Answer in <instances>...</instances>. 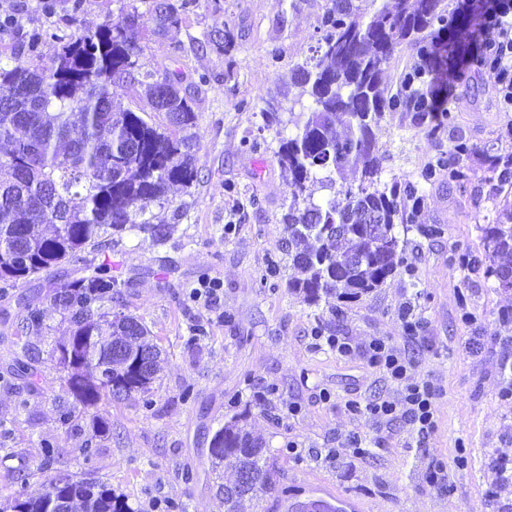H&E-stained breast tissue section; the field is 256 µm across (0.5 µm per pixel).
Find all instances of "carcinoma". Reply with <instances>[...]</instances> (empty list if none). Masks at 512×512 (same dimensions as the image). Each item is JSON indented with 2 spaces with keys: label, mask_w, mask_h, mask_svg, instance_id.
<instances>
[{
  "label": "carcinoma",
  "mask_w": 512,
  "mask_h": 512,
  "mask_svg": "<svg viewBox=\"0 0 512 512\" xmlns=\"http://www.w3.org/2000/svg\"><path fill=\"white\" fill-rule=\"evenodd\" d=\"M326 0L322 36L305 63L291 70V84L309 97L308 113L295 131L279 138L276 152L288 172L294 204L283 215L288 264L300 276L288 291L307 304L325 299L355 302L382 287L404 262L396 226L414 224L425 200L420 182L458 180L455 165L470 147L458 143L440 153L421 181L383 178L376 130L387 112H405L412 125L438 133L454 122L435 111L448 87L434 72L457 69L473 60L472 33L456 27L441 0ZM192 0H150L152 33L177 26ZM142 15L126 4L120 15L82 35H67L55 22L26 29L18 23L12 52L0 59V294L22 280L40 276L88 249L107 246L112 236L136 228L153 242L166 240L167 224L143 218L145 206L165 202L172 187L189 188L198 178L189 130L197 121L194 94L176 76L137 79L139 48L134 32ZM59 49L47 62L41 48ZM413 63L402 73L396 93L382 87L384 66L396 51ZM137 85L151 108L164 116L155 125L131 110L112 107L115 94ZM281 103L265 100L268 124H280ZM333 195L317 197L321 190ZM369 216L380 226L363 225ZM491 264L487 276L512 291V211L504 221L482 227ZM28 256L22 266L18 254ZM128 282L103 261L79 278L45 294L46 307L68 321L69 335L48 351V359L68 372L67 383L85 406L101 399L138 396L144 406L158 379L161 349L141 319L112 310ZM18 321L4 372L39 392L36 349L23 337L40 331L44 310L17 298ZM250 411L228 418L210 442L212 472L231 462L236 478L221 482L224 512H250L275 490L274 462L249 423ZM92 436L79 451L89 460L96 438L108 435L103 418H91ZM58 451L41 444L36 472L55 463ZM0 512H136L128 499L97 481L46 478L36 496L0 503Z\"/></svg>",
  "instance_id": "1"
}]
</instances>
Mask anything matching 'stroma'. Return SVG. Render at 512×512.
Wrapping results in <instances>:
<instances>
[{
	"label": "stroma",
	"mask_w": 512,
	"mask_h": 512,
	"mask_svg": "<svg viewBox=\"0 0 512 512\" xmlns=\"http://www.w3.org/2000/svg\"><path fill=\"white\" fill-rule=\"evenodd\" d=\"M52 5L50 17L79 35L118 15L121 0H82L76 14L71 0ZM323 8L324 0H193L164 36L153 35L151 21L141 25L140 72H176L183 85L196 87L198 119L190 134L198 179L175 190L171 203L149 205L152 223L172 227L165 242L130 230L106 251L82 253L18 291L41 306L50 287L110 258L129 282L124 305L156 336L166 359L151 407L133 398L99 404L110 436L89 464L79 439L59 421L61 411L78 406L66 373L41 365L33 396L23 380L0 382V419L9 428L0 446L12 451L0 458V497L38 490L36 479L21 487L12 474L34 470L46 440L59 450L56 473L108 483L135 512H150L157 499L187 504L188 512H221L209 442L224 420L247 409L276 461L277 490L258 512H287L286 487L335 489L363 512H488L485 491L495 481L488 456L512 457V397L501 394L504 372L512 369V321L501 313L512 309V291L494 288L483 271L450 266L448 257L457 244L484 255L482 225L512 208V192L490 178L491 160L512 154V110L500 105L496 74L470 64L448 97L455 120L438 136L418 132L406 114L387 115L377 133L386 177L419 179L430 158L463 141L471 147L465 178L427 185L418 223L401 233L405 260L381 288L340 309L300 302L287 291L293 269L269 274L283 257L280 220L292 195L275 156V131L261 111L278 94L281 77L313 54ZM227 28L236 40L228 55L212 44ZM202 73L209 83L199 84ZM252 139L260 150L248 149ZM423 224L440 226L442 236L424 237ZM211 281L221 288L219 305L193 301L190 289ZM408 310L422 319L419 337L402 329ZM197 330L203 340L189 344ZM319 334L357 343L389 338L409 360L411 377L438 389L434 431L421 439L405 421L383 426L348 410L347 400L392 397L396 386L363 358L317 346ZM356 434L374 443L371 454L344 452ZM292 442L298 454L289 453ZM322 448L340 449L339 460L318 458ZM436 459L449 466L450 486H424Z\"/></svg>",
	"instance_id": "stroma-1"
}]
</instances>
